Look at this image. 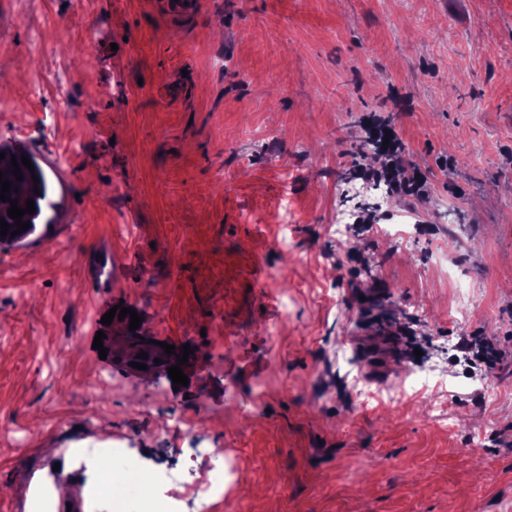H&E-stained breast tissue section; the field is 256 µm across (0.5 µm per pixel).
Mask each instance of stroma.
<instances>
[{
  "label": "stroma",
  "instance_id": "obj_1",
  "mask_svg": "<svg viewBox=\"0 0 512 512\" xmlns=\"http://www.w3.org/2000/svg\"><path fill=\"white\" fill-rule=\"evenodd\" d=\"M63 63L69 81L30 97ZM0 96V145L55 167L59 203L49 240L0 243V512H64L86 493L81 450L116 442L183 491L176 414L243 474L223 505L179 512H512V371L452 351L444 390L365 408L338 347L392 379L407 330L421 365L472 337L512 352V0H202L190 21L159 0H0ZM369 112L431 182L391 198L403 242L332 230ZM120 303L191 346L186 386L115 359L126 326L101 319ZM110 250L105 249V258L94 259L87 267V277L99 287L112 285V257Z\"/></svg>",
  "mask_w": 512,
  "mask_h": 512
}]
</instances>
